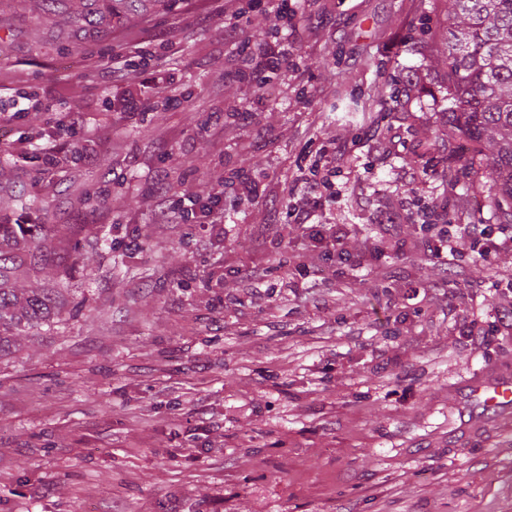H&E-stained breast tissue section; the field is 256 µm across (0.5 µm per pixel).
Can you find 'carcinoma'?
Segmentation results:
<instances>
[{
    "mask_svg": "<svg viewBox=\"0 0 512 512\" xmlns=\"http://www.w3.org/2000/svg\"><path fill=\"white\" fill-rule=\"evenodd\" d=\"M448 123L489 150L488 178L495 215L512 224V0H450ZM42 224H0V332L37 323L69 306L54 288H20L25 257Z\"/></svg>",
    "mask_w": 512,
    "mask_h": 512,
    "instance_id": "cac0c4a2",
    "label": "carcinoma"
}]
</instances>
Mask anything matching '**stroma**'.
I'll return each mask as SVG.
<instances>
[{
    "instance_id": "1",
    "label": "stroma",
    "mask_w": 512,
    "mask_h": 512,
    "mask_svg": "<svg viewBox=\"0 0 512 512\" xmlns=\"http://www.w3.org/2000/svg\"><path fill=\"white\" fill-rule=\"evenodd\" d=\"M74 3L101 7L0 0V110L18 92L55 107L0 119L17 197L0 222L54 225L26 277L53 276L72 301L0 354V512H512V423L453 439L475 409L460 383L512 371V230L491 212L490 179H447L465 140L434 59L448 0H303L289 21L227 0L253 40L294 52L265 95L225 77L210 0H144L78 27ZM137 40L177 100L137 71L90 77L91 52L125 57ZM133 91L151 111L125 112ZM69 110L102 139L58 127ZM336 141L349 144L338 158ZM216 173L223 234L196 216L154 223L140 205L162 176L191 196ZM313 174L333 184L317 220L342 226V256L282 205ZM435 204L449 241L469 224L488 239L432 257ZM302 256L322 276L299 277Z\"/></svg>"
}]
</instances>
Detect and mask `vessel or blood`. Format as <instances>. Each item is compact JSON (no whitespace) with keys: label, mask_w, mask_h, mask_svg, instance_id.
I'll return each mask as SVG.
<instances>
[{"label":"vessel or blood","mask_w":512,"mask_h":512,"mask_svg":"<svg viewBox=\"0 0 512 512\" xmlns=\"http://www.w3.org/2000/svg\"><path fill=\"white\" fill-rule=\"evenodd\" d=\"M465 389L478 407L470 420L468 431L481 430L491 423L512 419V376L497 374L466 379Z\"/></svg>","instance_id":"vessel-or-blood-1"}]
</instances>
